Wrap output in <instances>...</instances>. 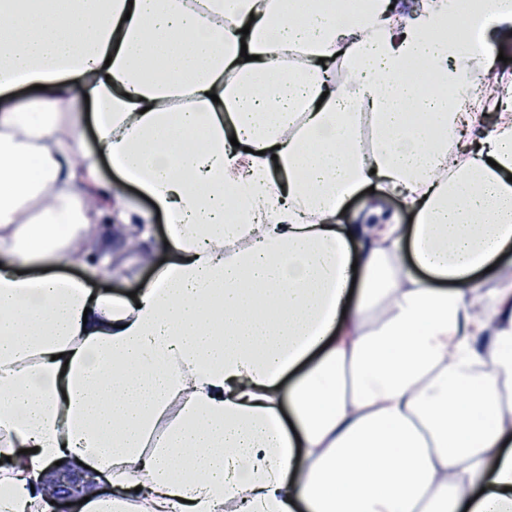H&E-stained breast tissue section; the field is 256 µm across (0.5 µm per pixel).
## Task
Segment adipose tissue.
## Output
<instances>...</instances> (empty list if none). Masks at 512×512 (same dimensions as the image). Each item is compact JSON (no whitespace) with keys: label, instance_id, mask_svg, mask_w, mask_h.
Masks as SVG:
<instances>
[{"label":"adipose tissue","instance_id":"obj_1","mask_svg":"<svg viewBox=\"0 0 512 512\" xmlns=\"http://www.w3.org/2000/svg\"><path fill=\"white\" fill-rule=\"evenodd\" d=\"M339 7L0 0V94L43 88L0 113V512L59 466L83 512H512V0ZM368 185L415 224L338 225ZM111 219L167 257L132 298ZM499 49H503L506 57L512 58V32L493 30L489 36L488 56L494 60L496 66L504 63L497 60ZM113 224H101L103 233L99 253L110 261L112 280L100 286L111 288L113 294L121 295L145 280L150 270L143 263L141 253L131 249L124 231Z\"/></svg>","mask_w":512,"mask_h":512}]
</instances>
